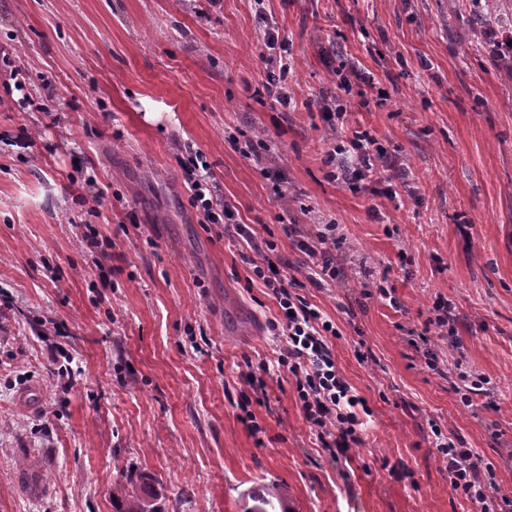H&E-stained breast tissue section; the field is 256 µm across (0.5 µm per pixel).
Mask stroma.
Segmentation results:
<instances>
[{
	"label": "stroma",
	"mask_w": 512,
	"mask_h": 512,
	"mask_svg": "<svg viewBox=\"0 0 512 512\" xmlns=\"http://www.w3.org/2000/svg\"><path fill=\"white\" fill-rule=\"evenodd\" d=\"M264 7L286 42L287 108L260 90L253 0H0V512H115L113 485L143 473L163 512H246L260 491L277 512H471L434 424L512 488V69L470 25L512 33V0ZM341 74L389 93L343 98L344 135L369 130L387 152L357 194L323 162L317 102ZM25 93L49 111L20 109ZM238 133L270 142L281 192ZM188 145L292 262L282 225L336 222L348 275L303 293L339 327L336 363L372 410L346 460L321 448L289 374L253 408L260 433L241 422L278 306L246 246L192 207ZM389 179L392 200L376 192ZM382 280L399 307L364 298ZM439 296L456 332L433 372L403 331ZM461 369L490 379L495 409L461 403Z\"/></svg>",
	"instance_id": "1"
}]
</instances>
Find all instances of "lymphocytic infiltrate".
Returning <instances> with one entry per match:
<instances>
[{"instance_id":"obj_1","label":"lymphocytic infiltrate","mask_w":512,"mask_h":512,"mask_svg":"<svg viewBox=\"0 0 512 512\" xmlns=\"http://www.w3.org/2000/svg\"><path fill=\"white\" fill-rule=\"evenodd\" d=\"M383 156L384 149L373 135L357 129L347 143L333 145L324 162L334 180L358 192ZM179 166L202 223L223 225L226 235L245 242L253 251L251 276L271 292L280 307L279 318L270 323L275 335L284 339L276 354L278 368L294 377L304 417L323 450L334 460L347 456L362 442L358 409L364 401L336 365L333 341L341 335L336 322L301 293L303 284L322 288L345 277V268L336 262L340 242L335 225H320L313 233L284 225V234L305 257L302 276H295L293 263L276 243L258 237L252 225L241 222L236 208L223 202L222 186L200 151H189ZM433 434L435 447L448 466L449 482L471 503L472 512H512V496L498 492L492 463L443 436L441 429H434Z\"/></svg>"}]
</instances>
